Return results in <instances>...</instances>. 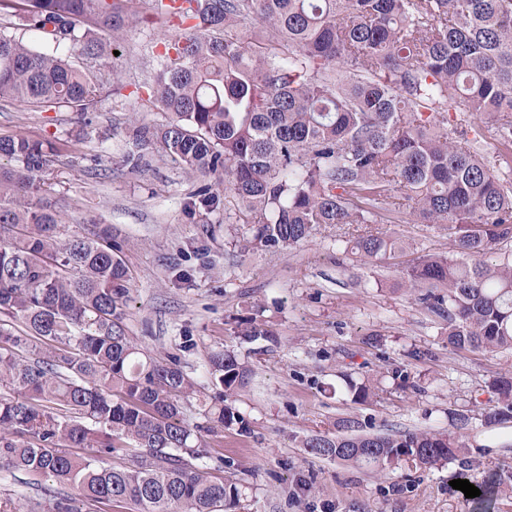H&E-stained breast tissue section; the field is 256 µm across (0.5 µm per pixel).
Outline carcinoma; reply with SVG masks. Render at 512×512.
Wrapping results in <instances>:
<instances>
[{
	"label": "carcinoma",
	"instance_id": "obj_1",
	"mask_svg": "<svg viewBox=\"0 0 512 512\" xmlns=\"http://www.w3.org/2000/svg\"><path fill=\"white\" fill-rule=\"evenodd\" d=\"M20 9L45 38L34 48L0 33V100L40 111L93 108L101 78L58 53L112 52L133 0H0ZM154 19L192 22L165 46L152 100L167 115L137 129L193 175H224L195 197L224 204L234 224H254L255 244L281 252L317 227L342 230L345 251L368 262L402 244L381 231L411 214L448 231L450 251L416 257L401 287L448 320L458 349L512 350V0H149ZM251 18L277 46L254 51L237 33ZM496 130L493 154L470 124ZM54 145L0 135V468L43 487L53 512H78L67 490L97 503L129 502L136 512H224L238 488L207 471L204 427L184 419L193 382L178 358L166 361L126 334L130 276L122 245L103 229L64 238L63 215L44 204ZM24 326L20 334L8 322ZM214 396L204 416L230 428L242 420L224 401L248 369L214 352ZM512 417V377L492 384ZM470 417L448 432L313 435L323 458L379 469L409 459L432 467L465 460ZM129 444L147 459L109 468ZM69 448H87L76 457ZM497 483L477 499L491 512Z\"/></svg>",
	"mask_w": 512,
	"mask_h": 512
}]
</instances>
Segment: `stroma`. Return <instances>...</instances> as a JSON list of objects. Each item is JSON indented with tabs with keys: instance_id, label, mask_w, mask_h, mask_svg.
<instances>
[{
	"instance_id": "stroma-1",
	"label": "stroma",
	"mask_w": 512,
	"mask_h": 512,
	"mask_svg": "<svg viewBox=\"0 0 512 512\" xmlns=\"http://www.w3.org/2000/svg\"><path fill=\"white\" fill-rule=\"evenodd\" d=\"M135 9L117 54L84 61L104 78L89 125L66 109L35 112L2 100L0 134L55 141L47 198L62 209L68 234L111 226L131 275L124 327L154 357L179 358L195 383L184 401L190 424L205 422L212 352L234 353L249 368L247 386L229 401L245 428L203 436L212 475L240 491L224 512H473L452 480H512V420L482 417L498 404L493 379L512 376V350L451 347L447 321L397 286L417 254L449 250L447 232L402 215L391 230L410 250L371 266L345 253L333 226L283 254L255 245L252 225L225 223L223 210H189L199 179L134 137L166 119L148 93L164 41L180 31L148 21V0ZM244 323L264 336L238 335ZM396 368L406 380L391 378ZM363 381L374 391L354 402L348 385ZM456 412L472 418L465 465L402 461L371 471L303 446L314 434L336 436L344 417L367 432L448 431ZM5 497L20 512H47L27 475L2 469Z\"/></svg>"
}]
</instances>
